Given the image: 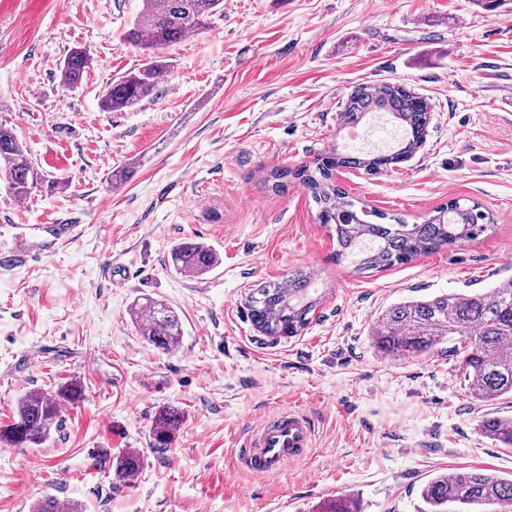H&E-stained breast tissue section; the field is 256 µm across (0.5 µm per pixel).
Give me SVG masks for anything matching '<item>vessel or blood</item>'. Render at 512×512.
Segmentation results:
<instances>
[{
	"label": "vessel or blood",
	"instance_id": "1",
	"mask_svg": "<svg viewBox=\"0 0 512 512\" xmlns=\"http://www.w3.org/2000/svg\"><path fill=\"white\" fill-rule=\"evenodd\" d=\"M313 428L307 418L284 412L261 421L237 450L241 463L263 477L301 459L312 445Z\"/></svg>",
	"mask_w": 512,
	"mask_h": 512
}]
</instances>
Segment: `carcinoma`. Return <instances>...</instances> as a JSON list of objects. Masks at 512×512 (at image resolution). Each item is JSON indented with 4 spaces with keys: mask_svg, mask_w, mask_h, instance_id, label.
<instances>
[{
    "mask_svg": "<svg viewBox=\"0 0 512 512\" xmlns=\"http://www.w3.org/2000/svg\"><path fill=\"white\" fill-rule=\"evenodd\" d=\"M224 13V0H142L139 16L122 35L124 44L142 51L138 67L127 71L102 96L104 112L129 109L157 94L159 84L170 74L169 65L156 52L207 29L212 17ZM89 58L73 51L60 67L61 83L73 88L81 83ZM388 112L399 116L401 137L388 153L362 157L355 152L331 151L293 170L271 174L276 183L292 177L300 181L319 209L325 224L335 226L336 260L349 259L362 275L403 264L460 240L476 238L487 230V216L478 206L453 201L421 224L394 218L380 224L371 218L385 214L355 208L333 179L340 168L375 172L400 163L424 139L429 123L426 102L401 84L361 85L348 97L342 112L344 126H356L369 114ZM12 196L25 199L42 187L62 190L59 181L46 179L17 134L0 126V180ZM174 270L185 275H203L216 265L213 250L200 242L182 241L171 250ZM320 304L314 281L303 270L288 274L283 285H265L249 300L252 322L272 338L299 335L311 322ZM141 335L158 349H175L183 336L178 314L169 306L148 300L131 308ZM373 343L382 353L418 357L449 344L460 358L459 367L472 399L505 403L512 399V279L490 290L407 299L386 307L372 329ZM80 390L62 386L36 389L18 402L13 421L0 427V441L14 446H39L60 421V407L79 397ZM180 424L173 409L155 415L153 445L164 450L172 443ZM481 432L492 442L512 447V415L487 413L480 420ZM140 457L123 456L117 465L120 477L135 473ZM420 512H512V477L487 468H458L451 474L432 477L421 489Z\"/></svg>",
    "mask_w": 512,
    "mask_h": 512,
    "instance_id": "carcinoma-1",
    "label": "carcinoma"
}]
</instances>
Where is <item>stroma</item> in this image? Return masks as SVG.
<instances>
[{
	"instance_id": "35a3bbf8",
	"label": "stroma",
	"mask_w": 512,
	"mask_h": 512,
	"mask_svg": "<svg viewBox=\"0 0 512 512\" xmlns=\"http://www.w3.org/2000/svg\"><path fill=\"white\" fill-rule=\"evenodd\" d=\"M141 0H0V125L12 128L60 192L17 202L0 181V425L28 391L74 385L61 425L37 447H0V512L44 495L83 512H322L353 496L362 512H416L433 476L461 467L512 475V448L479 429L446 352L390 357L371 331L390 304L512 279V0H224L209 28L164 49L156 98L105 112L106 88L138 64L123 44ZM85 51L80 85L59 64ZM398 83L429 105L427 136L378 172L340 169L351 198L419 223L453 199L493 219L478 238L357 275L336 261L332 226L297 181L267 178L331 149L362 84ZM73 225L67 242L57 228ZM217 266L170 264L185 240ZM323 295L301 335L253 325L247 299L291 271ZM125 274L113 287L110 274ZM167 303L183 336L172 351L141 336L131 308ZM182 417L154 448L155 413ZM308 417L307 455L254 478L234 450L263 419ZM134 452L132 476L115 473ZM171 263L174 270L185 275H203L216 265L213 250L203 243L182 241L171 250Z\"/></svg>"
}]
</instances>
